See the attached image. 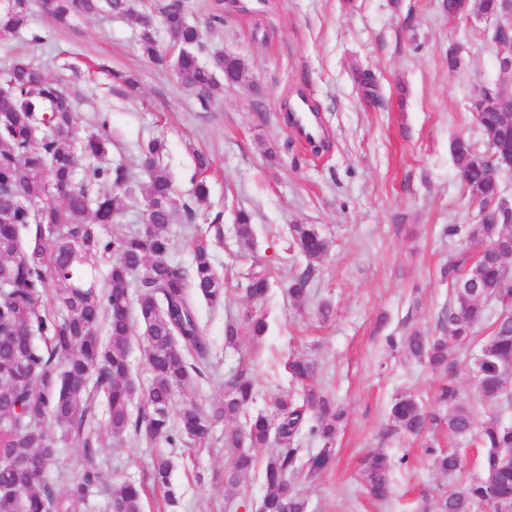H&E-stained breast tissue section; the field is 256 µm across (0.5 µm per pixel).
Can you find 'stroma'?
Returning a JSON list of instances; mask_svg holds the SVG:
<instances>
[{
	"mask_svg": "<svg viewBox=\"0 0 512 512\" xmlns=\"http://www.w3.org/2000/svg\"><path fill=\"white\" fill-rule=\"evenodd\" d=\"M205 51L235 53L247 63L241 83L220 89L208 104L186 89L172 69L155 66L139 49L135 18L107 13L73 15L57 25L33 13L29 29L0 42V61L35 56L45 73L73 93L93 130L108 115L114 144L110 158L132 159L143 142H165L164 161L182 199H189L196 172L194 151L207 155L210 198L197 207L195 224L213 220L224 228L212 242L213 262L224 279L223 306L199 304L217 372L194 377L183 395L204 407L222 401L224 379L248 369L257 388L252 412L273 413L277 400L298 398L284 365L303 356L316 364L315 381L332 395L344 416L337 426L332 465L315 477L299 476L308 512H421L433 506L446 475L426 448H460L465 477L481 474L482 451L449 440L446 429L422 436L383 438L393 400L402 394L432 407L442 375L407 357L400 345L415 329L437 335V321L453 301L443 269L450 253L467 246L479 221L460 182L452 144L464 136L477 151L486 137L470 110L481 87L512 102V76L500 73L495 39L512 17L478 13L453 19L442 0H189ZM221 22H213V15ZM42 44H35L34 36ZM456 67H449V55ZM134 77L139 93L123 96L113 73ZM306 99L324 123L325 140L298 142L288 128L289 103ZM252 215L253 240L241 247L235 214ZM294 224L317 227L329 241L301 304L288 295V281L307 265L289 253ZM457 235H449V226ZM266 270L271 288L261 300L241 289L253 264ZM330 314L321 317L322 304ZM263 316L268 329L256 338L240 331L236 345L224 342L228 323L246 312ZM489 325L458 358L455 380L472 401L476 422L512 411L477 402L471 370ZM244 417L217 423L213 448L191 451L160 442L155 447H115L109 431L101 445L104 481L151 482V459L175 463L172 512H256L267 487L265 462L275 445L254 449L256 468L231 486L224 469L234 451L225 430L243 427ZM381 450L397 465L394 494L379 502L367 496L361 458ZM407 465H399V457Z\"/></svg>",
	"mask_w": 512,
	"mask_h": 512,
	"instance_id": "35a3bbf8",
	"label": "stroma"
}]
</instances>
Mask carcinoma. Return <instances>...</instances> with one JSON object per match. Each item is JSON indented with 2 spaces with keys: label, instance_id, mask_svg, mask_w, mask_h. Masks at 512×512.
I'll list each match as a JSON object with an SVG mask.
<instances>
[{
  "label": "carcinoma",
  "instance_id": "carcinoma-1",
  "mask_svg": "<svg viewBox=\"0 0 512 512\" xmlns=\"http://www.w3.org/2000/svg\"><path fill=\"white\" fill-rule=\"evenodd\" d=\"M494 6L492 0L473 5L443 0V9L453 18L471 8L481 12ZM41 7L59 24L77 12L141 16L140 0H42ZM153 7L163 20L166 44L176 55L158 53L156 27L148 23L141 26L142 55L172 67L201 100L220 89L218 75L244 74L245 59L222 50L202 62L201 35L188 19L187 0H153ZM30 18L29 0H0V41L20 34ZM79 129L71 97L35 61L16 58L0 65V512H78V505L100 487L102 410L115 439L131 431L139 443L163 440L172 447L205 448L214 423L236 418L255 397L254 380L242 369L224 380L223 402L206 410L189 399L172 414L176 395L214 364L197 303L224 304V280L213 265L207 237H192L190 266L169 258L168 227L174 215L183 211L187 229H192L195 207L209 197L207 157L196 154L198 179L189 204L178 199L163 162L162 141L152 139L141 146L140 161L133 166L106 160L112 145L107 118L98 119L96 131L83 137ZM453 158L457 171L470 170L465 186L484 204L495 193L494 184L470 169L465 154L455 152ZM137 167L145 179L137 177ZM136 193L143 198L150 230L131 228L107 235L105 226L117 223L123 198ZM235 231L243 245L252 244L250 214L239 212ZM485 232V225L475 224L469 238L482 241ZM497 232L485 239L480 255L461 250L449 257L444 274L454 303L438 320L440 335L415 330L401 342L413 358L448 373L435 398L448 415L401 395L390 408L391 431L420 435L444 427L448 436H473L484 448L480 477L464 480L463 461L455 449L428 447L435 467L452 478L439 495L437 512H499L512 506V463L501 452L512 448V425L497 415L476 424L453 378L459 352L474 341L475 328L487 319L488 302H498L506 316L492 322L493 330L481 344L475 364L477 394L482 402L512 408V287L503 282L499 265L507 256L499 235L512 239V227L500 225ZM288 248L308 261L288 286L289 296L303 302L313 262L327 254L328 243L315 227L296 225ZM100 265L108 267L102 286L93 275ZM243 280L244 293L252 299L264 297L270 288L263 269H249ZM134 316L144 327L150 374L143 392L145 407L135 418L130 405L138 387L129 360ZM285 369L301 389L299 398L278 401L273 417L252 416L244 430H231L224 437L225 445L237 449L226 472L229 485L254 467V456L242 449L243 443L262 448L273 441L280 446L266 462L263 512H307L292 477L304 469L309 475L327 469L341 417L331 398L311 384L314 363L293 357ZM50 423L59 428L56 439L47 433ZM304 430L321 444L306 461L295 447ZM60 446L69 450L78 479L61 471L55 479L48 478ZM361 466L368 494L388 500L391 459L372 452ZM172 469L169 457L152 462L154 483L166 488V509L176 504L167 489ZM105 492L112 512H142V485L119 481Z\"/></svg>",
  "mask_w": 512,
  "mask_h": 512
}]
</instances>
